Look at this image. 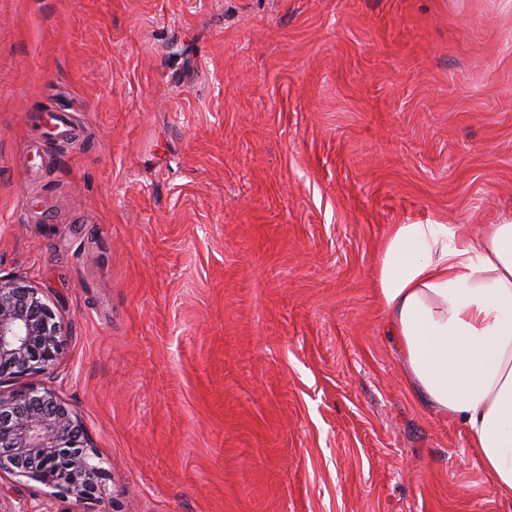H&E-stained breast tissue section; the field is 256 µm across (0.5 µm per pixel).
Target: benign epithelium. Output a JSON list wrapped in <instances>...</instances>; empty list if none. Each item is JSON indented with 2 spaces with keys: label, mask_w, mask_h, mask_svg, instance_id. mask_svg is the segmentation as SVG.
Wrapping results in <instances>:
<instances>
[{
  "label": "benign epithelium",
  "mask_w": 512,
  "mask_h": 512,
  "mask_svg": "<svg viewBox=\"0 0 512 512\" xmlns=\"http://www.w3.org/2000/svg\"><path fill=\"white\" fill-rule=\"evenodd\" d=\"M62 325L39 290L0 278V380L52 368L63 357ZM80 424L49 392L0 390V471L80 497L101 468L91 463Z\"/></svg>",
  "instance_id": "obj_1"
}]
</instances>
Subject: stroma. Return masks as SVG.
Listing matches in <instances>:
<instances>
[{
    "instance_id": "stroma-1",
    "label": "stroma",
    "mask_w": 512,
    "mask_h": 512,
    "mask_svg": "<svg viewBox=\"0 0 512 512\" xmlns=\"http://www.w3.org/2000/svg\"><path fill=\"white\" fill-rule=\"evenodd\" d=\"M512 214V0H0V277L63 328L88 498L0 512H512L404 383L393 225Z\"/></svg>"
}]
</instances>
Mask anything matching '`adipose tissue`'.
Returning a JSON list of instances; mask_svg holds the SVG:
<instances>
[{"label":"adipose tissue","instance_id":"ef3b65f1","mask_svg":"<svg viewBox=\"0 0 512 512\" xmlns=\"http://www.w3.org/2000/svg\"><path fill=\"white\" fill-rule=\"evenodd\" d=\"M377 288L409 389L464 427L494 493L512 498V218L464 236L395 225Z\"/></svg>","mask_w":512,"mask_h":512}]
</instances>
